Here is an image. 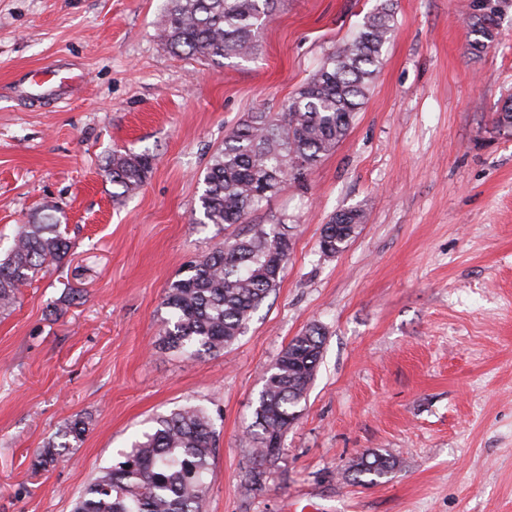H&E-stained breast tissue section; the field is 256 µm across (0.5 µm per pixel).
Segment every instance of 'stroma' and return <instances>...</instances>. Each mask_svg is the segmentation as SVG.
<instances>
[{
  "mask_svg": "<svg viewBox=\"0 0 512 512\" xmlns=\"http://www.w3.org/2000/svg\"><path fill=\"white\" fill-rule=\"evenodd\" d=\"M471 0H397L367 100L304 181L248 222L287 216L281 281L218 356L162 349L169 284L244 230L198 224L213 153L247 112H281L379 0H278L250 60L173 54L165 0H0V240L58 216L71 249L0 314V512H72L156 415L206 407L218 435L206 512H512V11L467 50ZM59 96L25 95L30 81ZM145 153L116 196L114 152ZM348 247L319 248L341 210ZM322 359L279 458L245 486L265 373L309 327ZM67 462L37 470L74 418ZM369 453L379 482L347 473ZM152 168V158L147 154L116 153L107 164L113 185L122 188L120 194L134 191L142 185ZM362 220L360 209H349L336 214L328 224H324L319 242L321 253L334 256L343 252ZM373 457L372 461H369V457ZM393 465L389 459L379 454H368L362 457L361 461L353 465L352 473H348L347 477L350 481L359 482L361 475L369 474L373 475L374 478L370 479V483H376L379 479L387 477V474L392 470Z\"/></svg>",
  "mask_w": 512,
  "mask_h": 512,
  "instance_id": "obj_1",
  "label": "stroma"
}]
</instances>
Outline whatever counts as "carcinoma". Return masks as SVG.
Returning a JSON list of instances; mask_svg holds the SVG:
<instances>
[{
  "mask_svg": "<svg viewBox=\"0 0 512 512\" xmlns=\"http://www.w3.org/2000/svg\"><path fill=\"white\" fill-rule=\"evenodd\" d=\"M272 0H166L161 37L173 52L199 60L249 59L256 55ZM505 0H473L467 26L475 52L490 48L507 14ZM395 0H381L352 38L328 53L309 81L276 115L261 109L224 138L213 154L199 196L198 223L222 227L244 224L267 194L289 180H300L346 135L368 97L394 30ZM152 168L147 154L116 153L107 164L112 184L122 193L137 189ZM363 214L345 210L324 225L321 253L343 252ZM288 217L251 224L244 234L189 264L171 282L162 322L165 349L188 358L220 355L243 333L251 312L279 284V263H288ZM69 253L55 216L22 225L0 259V314L10 311L21 288ZM323 349V333L312 326L294 338L266 373L250 435L254 466L244 481L259 485L261 466L278 458L281 442L305 400ZM88 423L76 418L62 434L79 442ZM216 448L212 417L199 405H184L154 419L120 460L99 472L74 503L73 512H204L207 477ZM68 447L53 442L37 454L34 466L63 460ZM389 459L375 454L352 467L348 479L370 482L387 477Z\"/></svg>",
  "mask_w": 512,
  "mask_h": 512,
  "instance_id": "carcinoma-1",
  "label": "carcinoma"
}]
</instances>
